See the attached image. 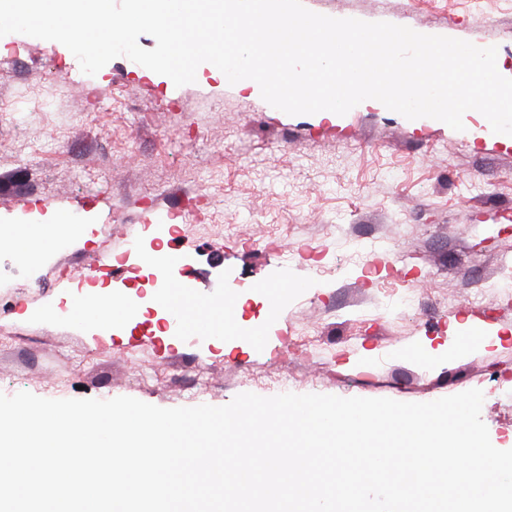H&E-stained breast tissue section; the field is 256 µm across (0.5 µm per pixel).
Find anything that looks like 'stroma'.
<instances>
[{"label": "stroma", "instance_id": "stroma-1", "mask_svg": "<svg viewBox=\"0 0 512 512\" xmlns=\"http://www.w3.org/2000/svg\"><path fill=\"white\" fill-rule=\"evenodd\" d=\"M333 18L389 22L497 47L512 78V0H303ZM0 55V221L47 209L85 225L39 259L0 246V393L127 396L222 406L289 392L430 402L481 390L492 444L512 449V138L357 105L329 121L288 115L209 77L175 86L121 56L84 74L61 43L11 33ZM67 77L66 93L49 99ZM110 87L112 99L96 92ZM82 123H75L76 113ZM166 244L172 280L202 300L210 338L135 314L103 336L26 309L103 290L145 297L138 253ZM104 255L106 272H87ZM284 283L278 308L260 284ZM469 347L432 363L414 348Z\"/></svg>", "mask_w": 512, "mask_h": 512}]
</instances>
